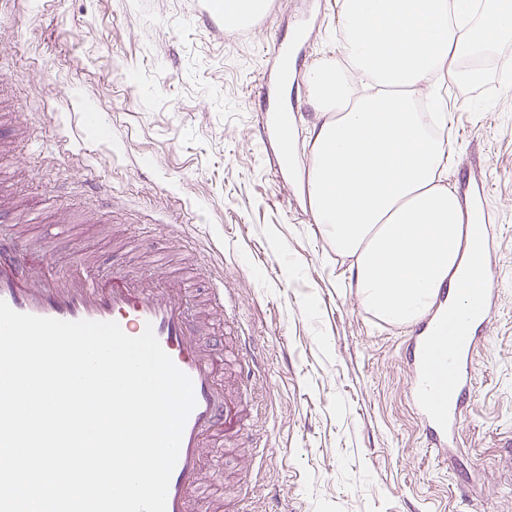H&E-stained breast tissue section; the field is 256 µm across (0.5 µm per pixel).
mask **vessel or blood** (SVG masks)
<instances>
[{"mask_svg":"<svg viewBox=\"0 0 512 512\" xmlns=\"http://www.w3.org/2000/svg\"><path fill=\"white\" fill-rule=\"evenodd\" d=\"M303 38V29H296L288 42L277 44L272 65L262 67L255 91L262 111H300L299 101H287L284 93L301 60L296 47ZM458 185L483 240L482 274L471 290L477 305L473 328L455 336L448 323L454 299L441 288L426 320L406 340L410 392L421 439L437 462L446 459L449 446L456 442L475 396V363L488 342L483 332L499 298L490 232L498 218L489 203V185L473 171L466 172ZM188 296L184 286L158 271L107 280L84 269L60 275L52 271L49 261L34 257L21 239L0 235V300L13 310L63 321H114L132 337L152 328L164 351L191 378L196 406L186 422L170 479L167 512H208L205 500L195 495L201 485L204 451L217 439L247 433L244 407L240 398L226 392L224 362L205 343V322L198 307L188 305Z\"/></svg>","mask_w":512,"mask_h":512,"instance_id":"b4317fda","label":"vessel or blood"}]
</instances>
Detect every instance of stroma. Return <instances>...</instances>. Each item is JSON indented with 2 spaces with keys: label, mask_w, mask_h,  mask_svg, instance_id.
I'll return each instance as SVG.
<instances>
[{
  "label": "stroma",
  "mask_w": 512,
  "mask_h": 512,
  "mask_svg": "<svg viewBox=\"0 0 512 512\" xmlns=\"http://www.w3.org/2000/svg\"><path fill=\"white\" fill-rule=\"evenodd\" d=\"M308 2L219 37L194 11L223 14L222 0H0V232L104 278L164 260L202 302L204 259L223 266L234 302L207 339L234 349L228 317L251 334L266 418L257 441L206 449L220 460L207 500L246 488L255 512H512V89L444 86L448 185L473 161L487 174L500 300L476 399L438 464L407 399L408 328L362 308L348 259L258 142L255 80ZM326 8L299 74L340 55L339 0Z\"/></svg>",
  "instance_id": "obj_1"
}]
</instances>
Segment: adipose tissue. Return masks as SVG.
<instances>
[{"instance_id":"adipose-tissue-1","label":"adipose tissue","mask_w":512,"mask_h":512,"mask_svg":"<svg viewBox=\"0 0 512 512\" xmlns=\"http://www.w3.org/2000/svg\"><path fill=\"white\" fill-rule=\"evenodd\" d=\"M340 18L341 60L307 75L325 114L309 134V208L363 308L410 326L436 289L478 273L475 226L445 182L453 147L415 101L458 81L489 36H512V0H341Z\"/></svg>"}]
</instances>
